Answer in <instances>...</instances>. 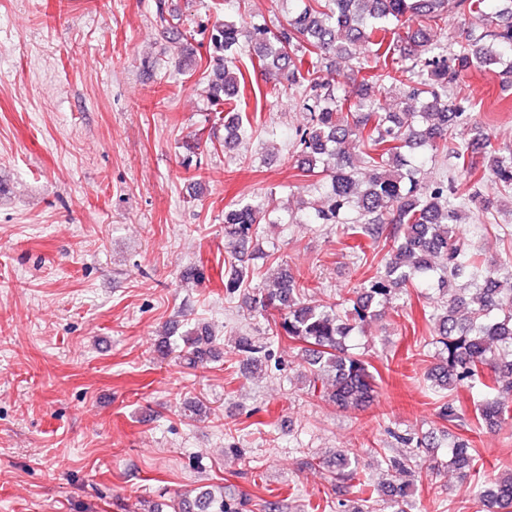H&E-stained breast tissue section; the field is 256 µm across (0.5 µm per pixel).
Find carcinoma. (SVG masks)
Segmentation results:
<instances>
[{
	"label": "carcinoma",
	"mask_w": 512,
	"mask_h": 512,
	"mask_svg": "<svg viewBox=\"0 0 512 512\" xmlns=\"http://www.w3.org/2000/svg\"><path fill=\"white\" fill-rule=\"evenodd\" d=\"M288 20L271 29L247 16L216 21L210 30L209 63L199 81L216 118L224 122L228 148L254 129L233 103L245 82L236 65L249 55L274 81L298 98L308 116L291 142L297 168L312 179L319 200L310 206V224H330L336 235L354 241L352 258L361 262L366 247L383 244L377 272L349 289L351 306L307 302L309 280L286 267L267 268V284L249 297L251 311L269 316V341L248 336L235 341L255 369L268 366L271 347L287 339L306 354L308 394L337 408L365 409L377 397L369 365L349 352L348 342L394 307L409 285L437 284L447 296L432 317L438 363L427 374L439 406L442 427H466L454 391L477 384L482 396L478 423L497 430L512 420V246L486 256L459 230L468 215L489 214L487 183L512 194V149L492 144L486 124L464 76L488 70L504 87L512 86V0H294ZM157 5L172 40H187L185 20ZM463 17L458 34L444 36L440 21ZM361 46L365 52L355 55ZM349 62L348 73L336 68ZM399 89L392 107L380 104L386 86ZM469 130L462 141L458 128ZM454 159V172L426 183L422 166ZM370 171L368 181L359 177ZM273 196H256L224 211L226 248L238 259L256 251L262 225L297 224L292 213L273 217ZM245 267L230 266L224 277L227 296L241 291ZM213 336L205 326L183 336L179 358L196 367L209 355ZM401 443L435 448L436 435L398 436ZM472 443L458 437L450 462L467 477ZM391 470L407 481L390 486L386 502L405 512L416 470L407 457L388 456ZM331 481L356 489L366 512H375L377 489L359 476L358 459L337 453L318 461ZM474 496L493 512H512V468L478 484ZM247 512L248 500L224 487L202 488L177 503H157L149 512Z\"/></svg>",
	"instance_id": "1"
}]
</instances>
